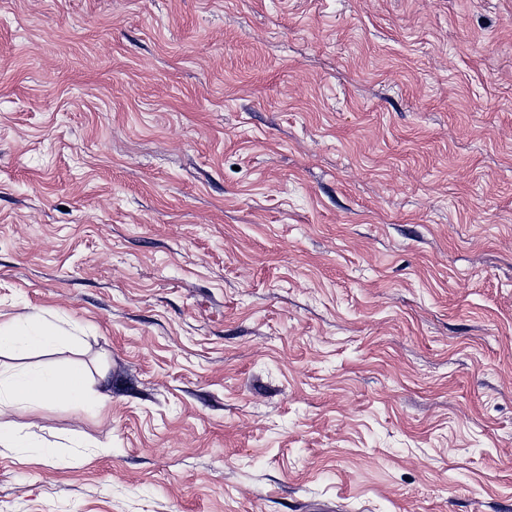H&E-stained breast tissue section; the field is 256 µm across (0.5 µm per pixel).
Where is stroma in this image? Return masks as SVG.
Masks as SVG:
<instances>
[{"label":"stroma","instance_id":"obj_1","mask_svg":"<svg viewBox=\"0 0 512 512\" xmlns=\"http://www.w3.org/2000/svg\"><path fill=\"white\" fill-rule=\"evenodd\" d=\"M39 316L0 512H512V0H0ZM89 384L87 371L78 364L33 371L0 369V416L14 408H32L58 398L79 406L100 407L103 399L94 397Z\"/></svg>","mask_w":512,"mask_h":512}]
</instances>
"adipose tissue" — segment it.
Listing matches in <instances>:
<instances>
[{"label":"adipose tissue","instance_id":"adipose-tissue-1","mask_svg":"<svg viewBox=\"0 0 512 512\" xmlns=\"http://www.w3.org/2000/svg\"><path fill=\"white\" fill-rule=\"evenodd\" d=\"M74 341L62 325L45 318H16L0 323V354L20 356L39 351L47 355ZM89 384L87 371L78 364L33 371L0 369V415L58 398L79 406L100 407L102 401L94 397Z\"/></svg>","mask_w":512,"mask_h":512}]
</instances>
